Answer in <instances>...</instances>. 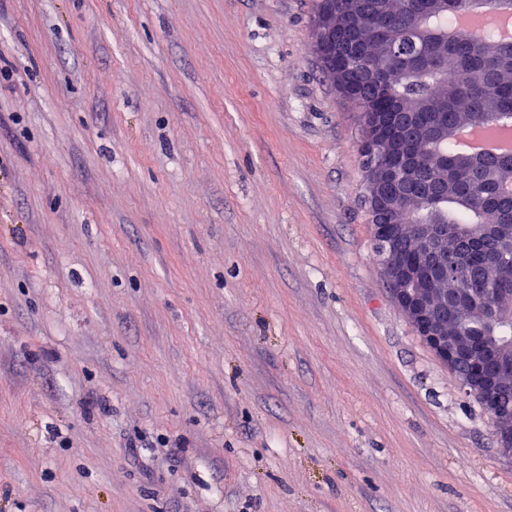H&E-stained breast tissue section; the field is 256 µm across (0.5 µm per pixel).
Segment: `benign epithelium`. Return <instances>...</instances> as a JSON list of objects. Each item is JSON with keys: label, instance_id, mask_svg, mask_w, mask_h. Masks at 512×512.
<instances>
[{"label": "benign epithelium", "instance_id": "1", "mask_svg": "<svg viewBox=\"0 0 512 512\" xmlns=\"http://www.w3.org/2000/svg\"><path fill=\"white\" fill-rule=\"evenodd\" d=\"M365 49L359 33H353L344 45L346 60L363 57ZM362 122V156L371 174L368 208L384 274L393 285L389 289L391 298L435 357L455 375L461 388L477 396L496 419L500 449L512 455V405L504 402V398L512 396V344L493 332L499 324L512 323V304H491L477 312L489 328L481 336H463L449 330L450 324L479 298L478 286L502 266L498 251L491 250L481 265L469 269L471 288L439 293L437 285L459 268L458 253L448 249V225L421 224L413 232L408 224L386 223V215L397 204V197L389 193V188L408 179L412 166L406 160L395 165L388 162V157L398 150V142L378 138L385 123L382 113L366 112ZM456 235L498 244L512 240V224H485L475 232L463 229ZM412 236L416 239L414 251L403 260L401 255Z\"/></svg>", "mask_w": 512, "mask_h": 512}]
</instances>
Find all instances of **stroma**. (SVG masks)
Listing matches in <instances>:
<instances>
[{"mask_svg": "<svg viewBox=\"0 0 512 512\" xmlns=\"http://www.w3.org/2000/svg\"><path fill=\"white\" fill-rule=\"evenodd\" d=\"M313 8L0 0V512H512Z\"/></svg>", "mask_w": 512, "mask_h": 512, "instance_id": "1", "label": "stroma"}]
</instances>
